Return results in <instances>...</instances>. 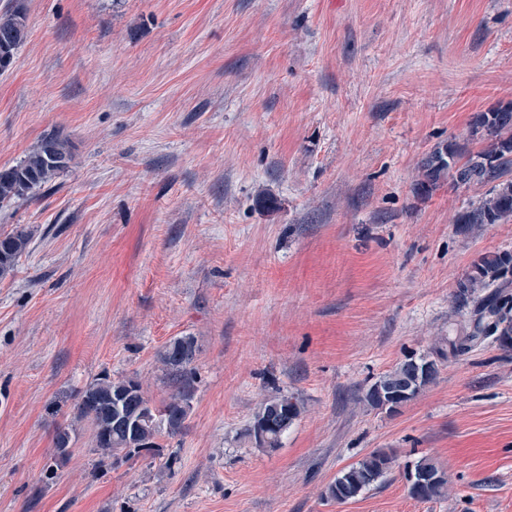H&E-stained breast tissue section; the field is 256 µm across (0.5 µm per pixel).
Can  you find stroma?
Returning a JSON list of instances; mask_svg holds the SVG:
<instances>
[{
	"instance_id": "35a3bbf8",
	"label": "stroma",
	"mask_w": 512,
	"mask_h": 512,
	"mask_svg": "<svg viewBox=\"0 0 512 512\" xmlns=\"http://www.w3.org/2000/svg\"><path fill=\"white\" fill-rule=\"evenodd\" d=\"M27 36L0 72V167L44 136L69 168L0 209L28 250L0 278V512H512V347L452 357L457 284L512 253V219L461 224L485 184H415L422 160L512 102V0H0ZM186 428L101 463L78 394L174 387ZM438 374L388 412L369 386L409 353ZM288 394L281 448L246 430ZM75 424L54 465L57 426ZM357 498L328 486L376 449ZM422 458L441 497L409 493ZM394 459L388 452L372 451L360 462L345 469L328 486V497L336 501L358 497L392 468ZM415 471H421L428 477L433 478L432 481L423 485L417 490L421 484V481L416 480L412 474V471L408 473V479L410 483V493L412 496L419 499H432L441 496L447 487V480L444 475L438 470V468L431 463L428 459L419 460L415 467ZM417 490V491H416ZM416 491V492H413Z\"/></svg>"
}]
</instances>
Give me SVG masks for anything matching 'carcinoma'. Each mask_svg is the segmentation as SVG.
Listing matches in <instances>:
<instances>
[{"instance_id":"cac0c4a2","label":"carcinoma","mask_w":512,"mask_h":512,"mask_svg":"<svg viewBox=\"0 0 512 512\" xmlns=\"http://www.w3.org/2000/svg\"><path fill=\"white\" fill-rule=\"evenodd\" d=\"M27 35L26 14L16 8L0 16V60L13 62L14 54ZM474 134L491 140L481 151L462 157L454 144L434 151L422 163L423 179L418 190L427 192L448 172V160L458 164V185L492 184L491 195L482 204L457 218L460 224H496L512 216V103L477 113L471 121ZM72 160L64 141L54 136L43 138L26 152L19 164L0 168V205L28 196L68 169ZM28 233L16 230L0 233V278L9 275L27 250ZM459 296L465 298L477 291L488 294L476 301L471 323L462 327V335L448 341L449 352L460 356L471 350L475 341L492 337L504 347H512V254L489 253L473 263L470 272L458 282ZM197 349L194 339L180 336L172 339L160 354V360L171 371L177 386L161 406H150L142 386L133 379L113 380L108 376L88 385L76 403L78 418H86L93 429L94 448L104 459L117 463L131 453L158 448V439L166 434L182 432L190 410L191 387L195 375ZM414 356L408 355L391 372L375 381L366 392L370 405L382 408L379 393H391L396 401L406 403L434 380L438 368L427 361V374L413 367ZM301 415L299 402L287 395L267 399L256 414L246 435L266 450L281 447L282 438ZM394 457L384 451H373L360 462L345 469L328 486V497L348 501L369 489L392 468ZM414 470L432 478L412 496L432 499L441 496L447 480L427 459L419 460Z\"/></svg>"}]
</instances>
